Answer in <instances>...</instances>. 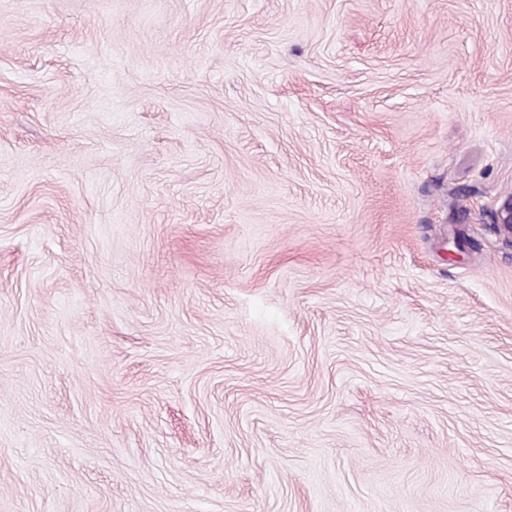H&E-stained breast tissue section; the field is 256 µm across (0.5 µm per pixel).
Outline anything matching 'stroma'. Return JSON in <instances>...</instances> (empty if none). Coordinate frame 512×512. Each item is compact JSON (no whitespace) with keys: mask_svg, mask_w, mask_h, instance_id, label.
<instances>
[{"mask_svg":"<svg viewBox=\"0 0 512 512\" xmlns=\"http://www.w3.org/2000/svg\"><path fill=\"white\" fill-rule=\"evenodd\" d=\"M512 0H0V512H512Z\"/></svg>","mask_w":512,"mask_h":512,"instance_id":"obj_1","label":"stroma"}]
</instances>
